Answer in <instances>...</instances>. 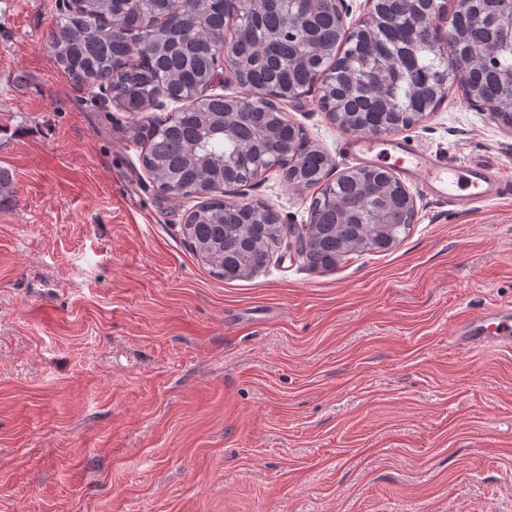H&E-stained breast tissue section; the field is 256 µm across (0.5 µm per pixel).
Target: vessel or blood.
<instances>
[{
    "label": "vessel or blood",
    "mask_w": 512,
    "mask_h": 512,
    "mask_svg": "<svg viewBox=\"0 0 512 512\" xmlns=\"http://www.w3.org/2000/svg\"><path fill=\"white\" fill-rule=\"evenodd\" d=\"M350 150L370 163L392 157L399 170L418 179L432 196L469 207L512 195V179L498 169L477 163L454 166L396 139L355 140ZM449 338L471 349L499 346L512 338V307L496 306L488 312L451 323Z\"/></svg>",
    "instance_id": "vessel-or-blood-1"
}]
</instances>
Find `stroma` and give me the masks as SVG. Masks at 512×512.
<instances>
[{"mask_svg":"<svg viewBox=\"0 0 512 512\" xmlns=\"http://www.w3.org/2000/svg\"><path fill=\"white\" fill-rule=\"evenodd\" d=\"M69 0H0V512H512V346L448 325L512 305V197L478 211L407 184L391 251L314 269L297 228L316 191L278 170L226 191L290 235L227 281L183 233L132 114L57 65ZM318 89L282 101L359 167ZM452 165L512 177V129L453 87L402 129Z\"/></svg>","mask_w":512,"mask_h":512,"instance_id":"1","label":"stroma"}]
</instances>
